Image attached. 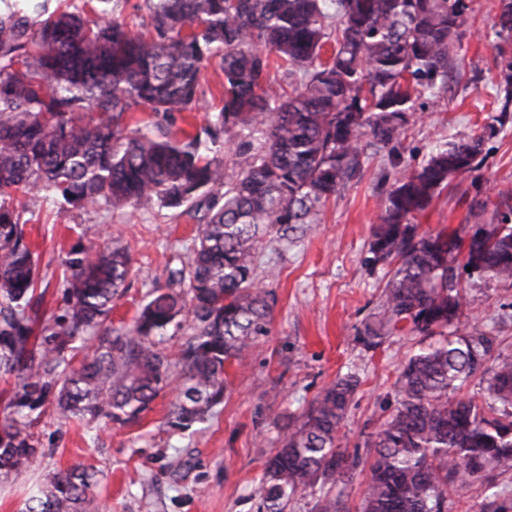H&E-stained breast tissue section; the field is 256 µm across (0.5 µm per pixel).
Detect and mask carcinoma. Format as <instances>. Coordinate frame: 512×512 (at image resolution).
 I'll return each mask as SVG.
<instances>
[{"mask_svg":"<svg viewBox=\"0 0 512 512\" xmlns=\"http://www.w3.org/2000/svg\"><path fill=\"white\" fill-rule=\"evenodd\" d=\"M69 0H0V477L41 466L47 406L87 424L134 423L179 375L167 425L186 431L224 402V363L244 366L269 335L272 305L256 254L318 224L326 204L364 177L370 149L393 154L364 263L387 269L381 311L357 336L368 349L419 335L400 370L397 405L349 454L339 434L358 380L336 376L288 423L265 460L258 512H286L319 488L312 512H347L337 482L366 472L358 512H448L459 492L512 466V354L475 324L461 275L512 280V193L467 206V236L419 231L418 217L456 175L477 171L485 134L512 111V0L495 22L500 115L485 133L433 149L417 166L395 155L415 101L448 88L450 52L471 0H143L148 30ZM220 59L222 107L192 134L130 127L143 107L194 112L201 72ZM280 70L288 85L271 78ZM232 144L224 177L216 144ZM39 194L63 208L155 205L202 214L193 245L167 267L133 324L112 308L132 257L120 242L79 239L67 253L63 307L40 314L38 256L22 213ZM188 322L177 356L163 347ZM454 327L450 336L439 331ZM92 346H87L88 341ZM479 390L451 399L473 378ZM92 466L51 471L23 512H89Z\"/></svg>","mask_w":512,"mask_h":512,"instance_id":"carcinoma-1","label":"carcinoma"}]
</instances>
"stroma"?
<instances>
[{
	"label": "stroma",
	"mask_w": 512,
	"mask_h": 512,
	"mask_svg": "<svg viewBox=\"0 0 512 512\" xmlns=\"http://www.w3.org/2000/svg\"><path fill=\"white\" fill-rule=\"evenodd\" d=\"M499 0H472V26L453 52V73L440 107L416 103L400 152L418 164L439 144L482 133L496 116L499 71L494 63ZM485 162L476 175L453 178L420 219L422 230L465 234L467 205L461 198L472 180L483 192L512 190V120L484 143ZM386 154L369 157L361 182L331 200L322 223L307 225L278 251H259L257 273L273 299L269 335L260 337L247 369L226 362L227 389L217 415L203 430H169L166 414L175 399L167 391L134 425L101 428L49 413L40 428L52 449L42 468L0 481V512H21L25 499L48 471L84 462L98 475L99 512H257L263 463L283 426L299 416L318 391L337 375L356 376L343 432L344 447L357 448L379 430L396 405L394 382L418 347L415 336H394L378 349L358 342L356 329L377 313L385 272L369 269L371 228L381 205L378 178ZM26 232L40 255L49 288L44 315L61 304L63 261L81 231L97 241L121 238L134 258L127 291L112 312L113 322L131 323L148 291L164 282V269L192 245L197 225L182 209L156 206L119 211L61 212L50 200L32 199ZM468 306L479 325L512 350V281L475 280ZM512 495V468L494 470L448 505V512H481L484 503Z\"/></svg>",
	"instance_id": "1"
}]
</instances>
